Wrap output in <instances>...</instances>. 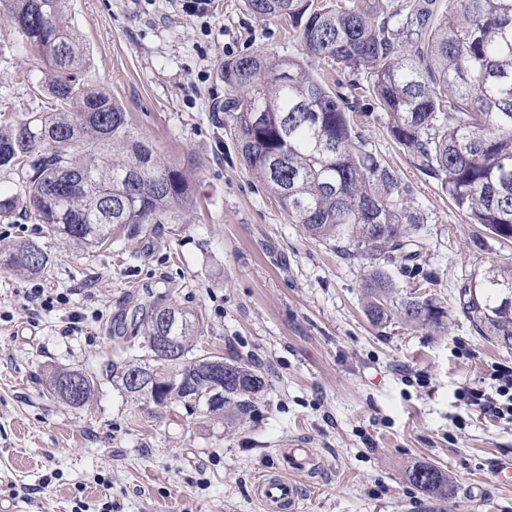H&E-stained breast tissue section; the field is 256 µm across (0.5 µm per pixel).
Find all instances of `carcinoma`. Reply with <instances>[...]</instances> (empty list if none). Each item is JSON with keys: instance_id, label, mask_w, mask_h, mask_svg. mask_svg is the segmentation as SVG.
I'll return each mask as SVG.
<instances>
[{"instance_id": "obj_1", "label": "carcinoma", "mask_w": 512, "mask_h": 512, "mask_svg": "<svg viewBox=\"0 0 512 512\" xmlns=\"http://www.w3.org/2000/svg\"><path fill=\"white\" fill-rule=\"evenodd\" d=\"M66 0H0L27 43L45 61L38 86L52 110L0 129V168L18 176L24 217L81 246H103L116 227L133 232L164 224L190 198L186 176L131 136L126 112L83 78L86 53L71 31ZM257 18L288 20L300 55L257 51L224 61L227 97L214 107L239 144L252 176L309 237L336 242L363 261L365 312L381 325L392 317L394 283L385 263L420 256V217L399 173L369 150L358 129L364 93L387 115L386 130L448 194L455 208L497 239L512 241V0H244ZM319 60L363 70L352 99L312 70ZM5 265L29 274L49 267L35 244L1 247ZM462 311L479 335L512 349V265L491 266L457 285ZM161 302L141 306L134 335L142 358L116 366L112 377L130 395L158 406L188 407L208 398L216 355L198 348L203 327L185 312L162 323ZM406 322L442 327L447 312L431 298L409 297L397 308ZM170 336L175 351L157 349ZM147 373L152 392L130 387ZM81 379L79 397L63 383ZM265 382L255 364L224 360V407L243 417ZM53 395L79 408L95 395L93 378L59 369ZM407 481L431 499L454 493L447 472L416 464Z\"/></svg>"}]
</instances>
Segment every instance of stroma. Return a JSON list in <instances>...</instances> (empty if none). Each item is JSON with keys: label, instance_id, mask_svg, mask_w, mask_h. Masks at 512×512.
I'll list each match as a JSON object with an SVG mask.
<instances>
[{"label": "stroma", "instance_id": "obj_1", "mask_svg": "<svg viewBox=\"0 0 512 512\" xmlns=\"http://www.w3.org/2000/svg\"><path fill=\"white\" fill-rule=\"evenodd\" d=\"M185 5L67 0L86 80L124 108L132 135L187 175L192 197L168 223L114 230L108 248L64 243L19 207L0 215V244H36L51 263L33 276L0 265V512H263L254 485L286 471L282 451L296 441L316 460L297 477L306 512H512V490L495 479L512 462V426L456 423L461 388L483 385L491 366L512 367V349L474 331L457 285L512 263V243L470 223L374 109L360 133L422 216L420 258L387 266L390 304L429 297L448 319L435 330L397 317L373 325L361 261L288 220L211 109L225 95V60L296 54L287 21L255 18L243 0H214L204 13ZM43 68L1 15L0 125L50 110L35 91ZM35 288L53 307L28 310ZM156 300L201 315L208 351L256 363L265 387L245 421L202 404L158 407L113 381L112 365L141 354L138 307ZM58 368L93 377L89 405L48 392ZM423 462L448 472L454 496L432 500L407 481Z\"/></svg>", "mask_w": 512, "mask_h": 512}]
</instances>
